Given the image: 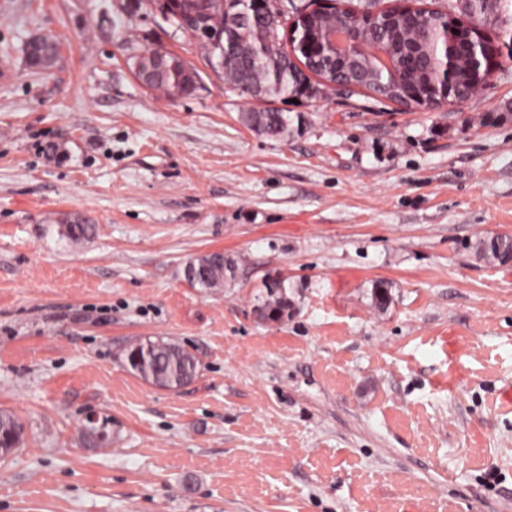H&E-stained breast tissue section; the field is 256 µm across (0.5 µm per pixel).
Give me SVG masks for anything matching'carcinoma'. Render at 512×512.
<instances>
[{
  "instance_id": "obj_1",
  "label": "carcinoma",
  "mask_w": 512,
  "mask_h": 512,
  "mask_svg": "<svg viewBox=\"0 0 512 512\" xmlns=\"http://www.w3.org/2000/svg\"><path fill=\"white\" fill-rule=\"evenodd\" d=\"M512 0H471L460 3L464 15L479 21L495 13H508ZM183 9L193 16V25L185 26L175 15L168 16L176 27L197 37L203 44L210 59L215 61L219 76L232 88L252 94L253 88L262 91V97H302L320 93L321 83H314L301 70L307 66L314 76L322 79L363 83V88L379 97L391 100L407 96V86L413 82L425 87L437 80L441 65L430 61L433 43L445 39L454 40L460 47L461 62L456 71V85L475 91V83L483 81L485 72L472 68L471 58L483 59L489 52L488 44H469L459 36L450 23L455 14L454 5L445 11L420 8L415 15L394 18L378 14L372 21L368 36L383 45L397 43L400 34L414 21L423 23L431 33L432 41L419 45L413 53L397 55V70L365 69L364 76L358 77L347 68H340L330 61L320 49L314 47L317 34L311 30H298V62H293L284 49L278 31V17L281 12L269 8L262 14L253 7V0H179ZM342 18L358 27L365 26V20L350 10L338 11L334 16L323 14L315 26L324 28ZM29 66L45 71L54 62L58 44L51 37H41L28 42L24 49ZM154 51L146 50L137 56L134 72L149 89L158 90L168 98L192 94L200 80L198 72L178 56L164 53V63L152 62ZM246 120L249 126L261 135L278 137L288 131V115L278 111L250 112ZM480 254L504 263L512 258V238L500 236L478 242ZM232 269L231 262L222 253H207L189 259L184 267L187 283L196 288L212 289L224 287L226 271ZM288 310V299L283 292L282 282L266 285L265 300L259 312L271 321H277ZM127 366L145 382L164 390H178L192 382L199 372L198 357L175 344L161 340L138 342L129 345L123 352ZM109 420L104 418L96 424L83 427L84 436L99 446L101 433L112 437L108 430ZM0 437L10 441L11 448L18 449L22 443L23 426L13 414L0 411Z\"/></svg>"
}]
</instances>
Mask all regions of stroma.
Masks as SVG:
<instances>
[{
  "label": "stroma",
  "mask_w": 512,
  "mask_h": 512,
  "mask_svg": "<svg viewBox=\"0 0 512 512\" xmlns=\"http://www.w3.org/2000/svg\"><path fill=\"white\" fill-rule=\"evenodd\" d=\"M43 35L44 73L23 56ZM493 38L499 69L457 105L292 103L225 84L161 0H0V410L26 439L0 512H512V262L476 248L512 238V36ZM146 49L196 92L145 88ZM262 109L286 135L249 127ZM215 251L223 288L191 287ZM159 338L198 356L192 383L126 367ZM90 414L111 446L83 438ZM24 52L30 67L45 71L57 56L58 44L51 37H41L28 42ZM154 53L164 54L162 65L153 64L151 56ZM132 59L137 78L147 88L161 91L170 99L191 95L197 89L200 80L198 72L172 53L145 50L138 56H132ZM246 120L254 131L268 137H278L288 131V115L284 112H250ZM202 269L204 273L191 276L189 267ZM231 262L224 257V253H207L190 258L184 267V277L187 283L196 288L212 289L224 286L226 271H231ZM288 310V299L283 292L281 281L267 283L265 300H263L259 312L265 320L277 321Z\"/></svg>",
  "instance_id": "35a3bbf8"
}]
</instances>
